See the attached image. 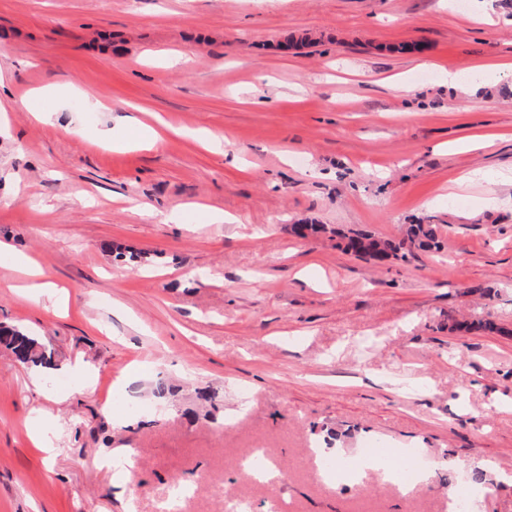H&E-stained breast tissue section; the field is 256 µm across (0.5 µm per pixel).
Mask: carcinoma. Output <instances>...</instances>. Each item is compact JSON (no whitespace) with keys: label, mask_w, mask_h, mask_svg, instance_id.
Masks as SVG:
<instances>
[{"label":"carcinoma","mask_w":512,"mask_h":512,"mask_svg":"<svg viewBox=\"0 0 512 512\" xmlns=\"http://www.w3.org/2000/svg\"><path fill=\"white\" fill-rule=\"evenodd\" d=\"M293 234L300 239L333 235L344 241V249L374 263L405 260L417 250L440 251L442 240L440 225L426 224L419 220L406 226L398 237H381L370 231L349 229L343 231L327 224L301 223L291 225ZM451 332L479 333L484 335H510L512 331L489 319L463 320L448 316ZM0 348L10 352L23 365L44 367L52 364L53 354L46 351L40 340L26 330L0 324Z\"/></svg>","instance_id":"obj_1"}]
</instances>
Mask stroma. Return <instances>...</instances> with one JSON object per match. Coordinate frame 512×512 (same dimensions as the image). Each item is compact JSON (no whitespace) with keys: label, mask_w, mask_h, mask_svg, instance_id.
Returning a JSON list of instances; mask_svg holds the SVG:
<instances>
[{"label":"stroma","mask_w":512,"mask_h":512,"mask_svg":"<svg viewBox=\"0 0 512 512\" xmlns=\"http://www.w3.org/2000/svg\"><path fill=\"white\" fill-rule=\"evenodd\" d=\"M305 32L313 45L285 48ZM479 63L512 85V17L483 0H0V322L56 361L0 349V512H448L476 466L493 479L476 512H512V336L448 330L452 315L512 329V98L446 81ZM157 115L173 132L154 147L100 136ZM417 217L442 251L388 264L289 230L395 237ZM115 243L161 259L129 269ZM19 254L61 308L31 300ZM480 282L498 296L465 294ZM125 391L142 411L115 407ZM324 427L343 433L337 457L372 440L428 466L403 485L381 465L325 478ZM258 449L265 482L245 465ZM177 481L194 493L175 509ZM0 348L10 352L23 365H52L53 353L47 354L44 344L36 336L17 326L0 324Z\"/></svg>","instance_id":"stroma-1"}]
</instances>
